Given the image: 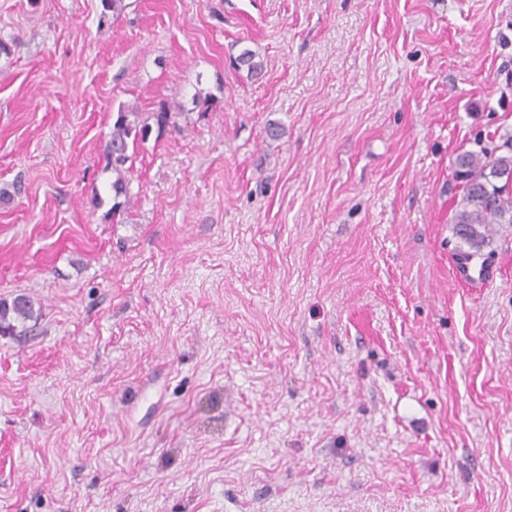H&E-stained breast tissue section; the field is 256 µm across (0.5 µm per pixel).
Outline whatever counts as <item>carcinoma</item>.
I'll return each instance as SVG.
<instances>
[{"instance_id": "obj_1", "label": "carcinoma", "mask_w": 512, "mask_h": 512, "mask_svg": "<svg viewBox=\"0 0 512 512\" xmlns=\"http://www.w3.org/2000/svg\"><path fill=\"white\" fill-rule=\"evenodd\" d=\"M135 116L136 113L129 110L116 112L106 147L112 172L116 174L112 182L114 213L123 206L119 198L127 195L122 177L125 165L133 160L152 131L165 130L176 121L179 113L176 107L163 102L152 113V122H140ZM455 166L459 195L450 220L453 234L467 248L465 254L481 253L493 244L494 225L512 224V183L493 178L495 171L512 168V146L505 143L493 148L482 146L478 151H463L458 154ZM35 318L34 303L29 297L18 295L9 302L0 300V333L15 330L16 321L24 323Z\"/></svg>"}]
</instances>
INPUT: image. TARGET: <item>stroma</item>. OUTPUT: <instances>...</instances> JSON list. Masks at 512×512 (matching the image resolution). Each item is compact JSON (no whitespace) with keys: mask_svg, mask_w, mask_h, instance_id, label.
<instances>
[{"mask_svg":"<svg viewBox=\"0 0 512 512\" xmlns=\"http://www.w3.org/2000/svg\"><path fill=\"white\" fill-rule=\"evenodd\" d=\"M125 2L0 0V512H512V226L449 224L512 0ZM179 109L168 102H162L156 112L150 116L153 123L140 122L136 119L137 112L119 109L116 112L112 125L111 139L107 143L106 152L112 164V172L116 174L112 182L115 202L112 205V212H119L124 202L118 201L123 195L127 196V185L125 184L122 172L125 165L136 156L140 147L149 139L153 125L156 126L158 134L165 130L170 124L175 123L180 112ZM133 116V119H131ZM35 318L34 303L29 297L18 295L10 303L0 300V333L16 329L11 320L25 323Z\"/></svg>","mask_w":512,"mask_h":512,"instance_id":"stroma-1","label":"stroma"}]
</instances>
